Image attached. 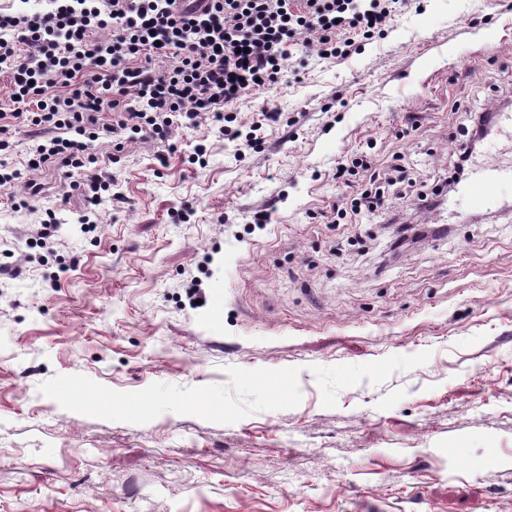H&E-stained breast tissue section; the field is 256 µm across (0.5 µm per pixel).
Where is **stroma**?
<instances>
[{"label": "stroma", "mask_w": 512, "mask_h": 512, "mask_svg": "<svg viewBox=\"0 0 512 512\" xmlns=\"http://www.w3.org/2000/svg\"><path fill=\"white\" fill-rule=\"evenodd\" d=\"M495 105L512 111V5L423 0L345 62L292 49L239 105L281 115L259 151L208 122L175 129L163 165L153 143L99 139L122 199L102 198L94 233L84 198L17 144L0 512H512V220L474 211L394 251L382 217H323L350 154L380 171L404 155L431 190ZM35 181L46 193L14 208ZM50 211L49 253L22 229Z\"/></svg>", "instance_id": "35a3bbf8"}]
</instances>
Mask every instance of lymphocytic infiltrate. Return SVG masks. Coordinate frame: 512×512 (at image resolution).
Masks as SVG:
<instances>
[{
    "instance_id": "f902f5d3",
    "label": "lymphocytic infiltrate",
    "mask_w": 512,
    "mask_h": 512,
    "mask_svg": "<svg viewBox=\"0 0 512 512\" xmlns=\"http://www.w3.org/2000/svg\"><path fill=\"white\" fill-rule=\"evenodd\" d=\"M48 9L0 11V65L6 66L12 112L0 113V153L31 129L27 148L36 167L54 165L99 205L114 176L94 152L98 139L115 149L149 141L168 147L176 126L218 125L229 140L258 149L278 113L242 121L236 105L276 83L300 46L341 62L363 41L390 29L412 0H48ZM111 28L112 38L96 40ZM492 115L474 114L452 162L449 188L463 182ZM336 178L351 193L333 204L328 223L385 215L389 187L411 183L409 166L385 175L364 152L338 164Z\"/></svg>"
}]
</instances>
